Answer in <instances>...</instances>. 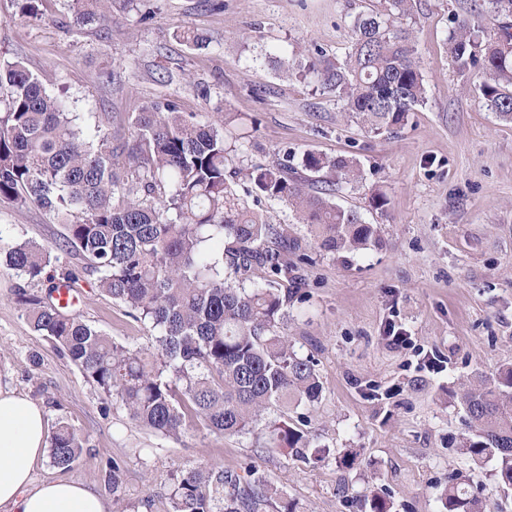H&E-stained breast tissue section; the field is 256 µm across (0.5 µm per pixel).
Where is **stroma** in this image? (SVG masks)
<instances>
[{
    "label": "stroma",
    "mask_w": 512,
    "mask_h": 512,
    "mask_svg": "<svg viewBox=\"0 0 512 512\" xmlns=\"http://www.w3.org/2000/svg\"><path fill=\"white\" fill-rule=\"evenodd\" d=\"M473 3L415 0L410 24L426 98L400 130L374 135L301 71L317 48L344 60L351 15L380 0H112L110 20L94 30L71 27L70 0H44L36 18L0 0V63L22 61L68 100L79 124L127 140L142 106L174 99L186 113H220L234 160L268 165L307 151L356 160L359 179L340 184L332 200L359 211L381 237L355 255L322 251L292 208L251 192L248 181L236 186L247 207L305 239L313 258L300 269L286 332L299 355L314 359L323 387L302 411L303 430L330 450L319 462L267 448L260 430L222 436L192 422L175 440L134 424L33 331L24 300L45 297L68 266L81 272L70 313L147 352L155 329L99 289L78 251L38 282L1 266L0 388L41 406L48 429L63 421L88 438L72 469L38 460L33 484L73 479L117 499L119 512H171L176 467L240 473L252 465L277 488V507L357 512L382 491L393 512H440L438 493L456 474L512 512V496L495 488L493 462L455 451L461 413L447 394L474 373L512 363V122L489 110L475 73L448 59L453 19ZM183 28L207 46L182 42ZM284 57L293 75H283ZM378 194L387 199L381 209L372 204ZM67 234L35 205L0 204V248L29 239L53 249ZM391 324L406 330L408 348L389 343ZM347 451L355 454L350 467L339 462ZM113 458L122 463L117 487L105 473Z\"/></svg>",
    "instance_id": "stroma-1"
}]
</instances>
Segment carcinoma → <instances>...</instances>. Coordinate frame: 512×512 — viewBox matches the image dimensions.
<instances>
[{"label":"carcinoma","mask_w":512,"mask_h":512,"mask_svg":"<svg viewBox=\"0 0 512 512\" xmlns=\"http://www.w3.org/2000/svg\"><path fill=\"white\" fill-rule=\"evenodd\" d=\"M73 23L104 20V0H72ZM381 10L352 16L351 51L342 62L317 51L305 67L343 111L376 135L405 125L426 97L413 28V0H384ZM512 18V0H484ZM448 54L461 72H477L490 110L512 122V25L487 33L479 15L455 18ZM0 204H33L68 219L67 243L98 274L99 287L132 316L158 330L156 353L118 344L55 302L27 299L30 324L121 404L136 424L178 436L200 421L218 435L259 425L272 405H313L322 386L315 364L293 350L285 333L288 304L301 290L298 270L312 262L303 240L247 209L234 184L243 178L265 197L292 207L326 252L357 253L380 244L378 227L314 190L320 173L336 183L360 176L356 162L315 152L302 156L305 179L288 163L229 170L224 126L180 111L174 100L152 103L132 123L134 145L112 144L100 126L80 127L67 102L50 94L21 63L0 65ZM60 257L32 241L4 252L5 265L31 281ZM259 275L264 284L246 286ZM451 403L463 412L457 448L494 461V480L512 492V364L481 374ZM269 447L322 458L288 413L265 425ZM86 438L61 423L50 438V462L71 468ZM274 488L253 468L241 476L216 465L179 469L172 512H266ZM443 512H489L488 504L452 476L440 492ZM364 512H391L381 494Z\"/></svg>","instance_id":"1"}]
</instances>
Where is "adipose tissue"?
Returning a JSON list of instances; mask_svg holds the SVG:
<instances>
[{"instance_id": "1", "label": "adipose tissue", "mask_w": 512, "mask_h": 512, "mask_svg": "<svg viewBox=\"0 0 512 512\" xmlns=\"http://www.w3.org/2000/svg\"><path fill=\"white\" fill-rule=\"evenodd\" d=\"M47 429L43 409L20 393L0 389V507L9 512H110L99 493L74 480L33 485Z\"/></svg>"}]
</instances>
